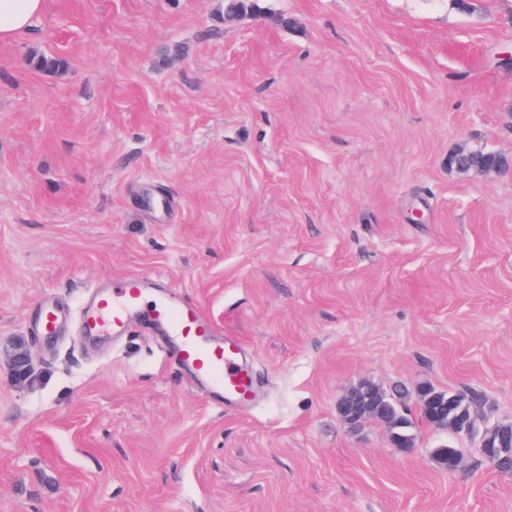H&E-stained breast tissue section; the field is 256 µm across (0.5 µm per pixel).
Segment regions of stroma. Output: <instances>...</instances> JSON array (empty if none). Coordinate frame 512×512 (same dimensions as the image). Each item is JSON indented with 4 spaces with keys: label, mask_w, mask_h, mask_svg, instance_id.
I'll use <instances>...</instances> for the list:
<instances>
[{
    "label": "stroma",
    "mask_w": 512,
    "mask_h": 512,
    "mask_svg": "<svg viewBox=\"0 0 512 512\" xmlns=\"http://www.w3.org/2000/svg\"><path fill=\"white\" fill-rule=\"evenodd\" d=\"M260 4L45 0L0 43V512H512L417 395L512 422V173L448 165L512 158V0ZM129 274L239 336L261 399L216 407L140 322L36 331ZM362 381L405 392L413 451L342 424ZM488 155H493L490 152H484L482 150H462V151H455L453 154H451V158L453 160V167L458 164L461 167L468 168L470 170H473L474 168L483 165L486 157ZM473 172L479 173V174H488V173H501L503 172L499 167L493 166V167H484L477 170H473ZM418 390L422 417L436 429L451 423L463 425L482 404V396L472 389L452 391L423 385Z\"/></svg>",
    "instance_id": "35a3bbf8"
}]
</instances>
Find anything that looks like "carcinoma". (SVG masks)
I'll return each mask as SVG.
<instances>
[{
	"label": "carcinoma",
	"instance_id": "carcinoma-1",
	"mask_svg": "<svg viewBox=\"0 0 512 512\" xmlns=\"http://www.w3.org/2000/svg\"><path fill=\"white\" fill-rule=\"evenodd\" d=\"M262 12L259 0H224V13L245 17ZM488 153L482 150H462L451 154L453 164L470 170L484 164ZM375 384L362 382L351 387L339 401L341 420H347L345 408L354 400L372 408L373 419L387 425L392 444L405 450L415 447V435L411 431V420L405 412L401 397L386 394L379 399L374 393ZM419 406L422 417L432 427L440 428L455 423L462 425L481 407L482 396L472 390H443L431 385L419 387ZM488 449L487 460L501 473H512V423H499L482 432Z\"/></svg>",
	"mask_w": 512,
	"mask_h": 512
}]
</instances>
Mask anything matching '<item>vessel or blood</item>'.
Masks as SVG:
<instances>
[{"instance_id":"obj_1","label":"vessel or blood","mask_w":512,"mask_h":512,"mask_svg":"<svg viewBox=\"0 0 512 512\" xmlns=\"http://www.w3.org/2000/svg\"><path fill=\"white\" fill-rule=\"evenodd\" d=\"M161 285L158 277L131 275L102 289L83 314V334H122L140 317L171 336L175 359L194 385L212 393L214 403L235 408L256 400L261 388L240 337L215 332L197 304Z\"/></svg>"}]
</instances>
